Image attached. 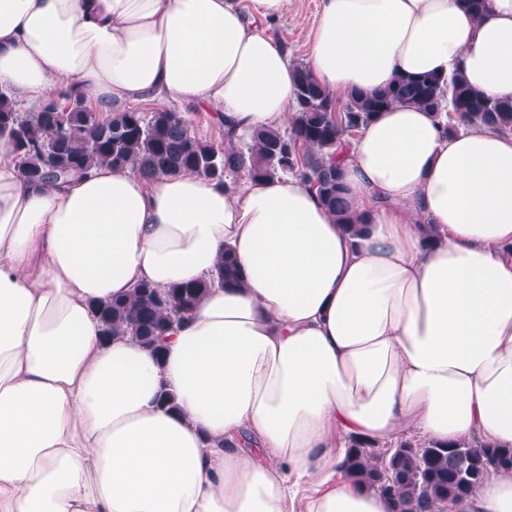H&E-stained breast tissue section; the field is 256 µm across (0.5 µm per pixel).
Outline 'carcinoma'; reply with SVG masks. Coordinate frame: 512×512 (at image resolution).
<instances>
[{
  "label": "carcinoma",
  "mask_w": 512,
  "mask_h": 512,
  "mask_svg": "<svg viewBox=\"0 0 512 512\" xmlns=\"http://www.w3.org/2000/svg\"><path fill=\"white\" fill-rule=\"evenodd\" d=\"M395 105L433 112L450 133L455 119L512 135V99L473 88L456 71L445 77L400 75L384 89L353 92L339 101L295 64L294 112L288 128H258L244 148L224 146L197 135L172 109H126L104 115L84 96L70 93L37 111H26L12 89L0 87V141L12 152L21 176L33 185L59 184L96 165L130 168L150 180L160 174L194 173L235 184L237 177L277 179L294 175L354 236L363 221L345 196L334 159L339 146ZM240 282L229 250L210 280L160 290L148 283L127 297L96 306L103 336H127L155 351L174 321L188 319L209 289ZM512 469V447L470 443L453 446L404 440L389 454L352 441L344 467L356 482L385 497L391 512H440L451 503L465 512L470 495L491 467Z\"/></svg>",
  "instance_id": "cac0c4a2"
}]
</instances>
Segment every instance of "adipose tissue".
<instances>
[{
	"mask_svg": "<svg viewBox=\"0 0 512 512\" xmlns=\"http://www.w3.org/2000/svg\"><path fill=\"white\" fill-rule=\"evenodd\" d=\"M286 0H0V86L100 112L175 98L242 135L292 116L262 28ZM305 65L337 99L461 69L512 98V0H322ZM343 225L295 176L229 186L103 164L34 186L0 143V512H390L349 441L512 446V135L410 106L346 146ZM214 288L155 351L95 303ZM174 398L159 404L160 392ZM468 512H512V469Z\"/></svg>",
	"mask_w": 512,
	"mask_h": 512,
	"instance_id": "adipose-tissue-1",
	"label": "adipose tissue"
}]
</instances>
